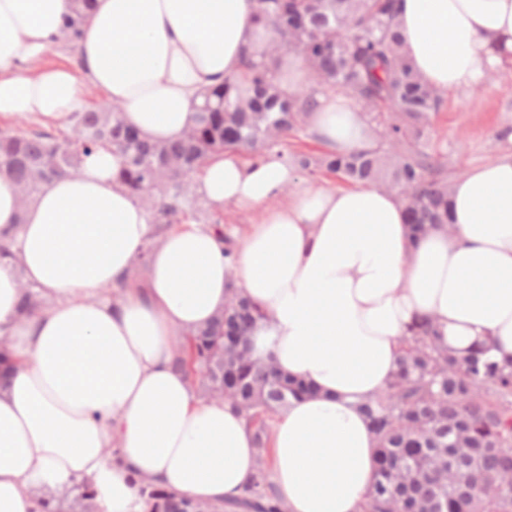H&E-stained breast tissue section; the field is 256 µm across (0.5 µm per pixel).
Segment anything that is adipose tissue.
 I'll use <instances>...</instances> for the list:
<instances>
[{"instance_id": "adipose-tissue-1", "label": "adipose tissue", "mask_w": 512, "mask_h": 512, "mask_svg": "<svg viewBox=\"0 0 512 512\" xmlns=\"http://www.w3.org/2000/svg\"><path fill=\"white\" fill-rule=\"evenodd\" d=\"M72 7L0 0V117L61 119L90 85L142 136L169 141L194 126L201 89L274 37L254 0H93L76 67L42 65ZM398 21L409 61L436 88L512 63V0H403ZM309 124L334 151L373 144L342 95L319 99ZM119 168L98 149L24 211L0 173V242L11 247L0 336L17 360L0 377V512H45L41 491L80 483L97 512H144L140 477L195 500L240 497L255 474L251 431L173 365L177 336L223 309L231 281L271 317L259 348L314 389L270 434L288 512H363L376 440L360 404L392 380L417 319L437 321L456 353L485 344L512 358V151L452 184V231L415 241L394 193L306 185L274 154L210 160L197 194L258 215L231 270L208 225L150 224ZM23 280L49 301L27 317Z\"/></svg>"}]
</instances>
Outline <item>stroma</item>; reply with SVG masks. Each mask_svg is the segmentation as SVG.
<instances>
[{
  "label": "stroma",
  "mask_w": 512,
  "mask_h": 512,
  "mask_svg": "<svg viewBox=\"0 0 512 512\" xmlns=\"http://www.w3.org/2000/svg\"><path fill=\"white\" fill-rule=\"evenodd\" d=\"M512 131V65L490 68L476 84L448 91L445 104L427 129L441 147L450 178L497 158Z\"/></svg>",
  "instance_id": "35a3bbf8"
}]
</instances>
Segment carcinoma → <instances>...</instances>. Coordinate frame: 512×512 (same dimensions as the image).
Instances as JSON below:
<instances>
[{"label":"carcinoma","instance_id":"1","mask_svg":"<svg viewBox=\"0 0 512 512\" xmlns=\"http://www.w3.org/2000/svg\"><path fill=\"white\" fill-rule=\"evenodd\" d=\"M63 25L71 46L83 38L90 0ZM256 17L279 39L248 52L238 72L202 93L198 133L191 139L153 142L141 137L112 102L68 117L64 130L33 129L0 137V172L14 180L25 202L61 174H75L99 148L121 160L120 178L150 214L152 224H179L194 217L192 176L227 152L264 156L309 131L316 97L346 95L379 124L375 146L348 154L287 156L313 175L325 172L344 183H391L403 190L409 234L447 224V169L424 130L444 104L445 91L425 84L412 68L398 32V0H255ZM299 45L313 82L293 91L278 74L280 51ZM212 229L235 261L224 225ZM19 313L43 306L33 285L21 283ZM230 301L207 327L179 337L174 366L186 371L209 399L242 413L253 432L256 473L243 496L217 505L138 481L147 512H283L285 503L269 481L270 422L311 393L304 381L282 373L272 354L256 349L269 316L227 285ZM405 338L398 370L388 387L362 404L378 441V470L366 512H512V486L497 480L512 472V359L496 360L479 347L459 359L441 344L433 321L421 318ZM454 470L458 478L442 475ZM96 493L80 486V512H96Z\"/></svg>","mask_w":512,"mask_h":512}]
</instances>
